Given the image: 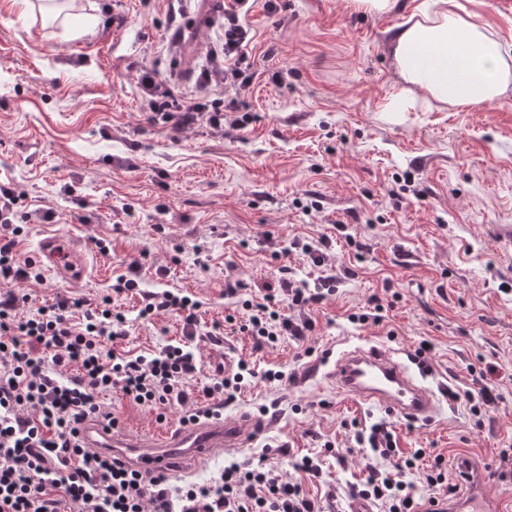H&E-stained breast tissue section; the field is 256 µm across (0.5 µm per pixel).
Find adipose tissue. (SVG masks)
Here are the masks:
<instances>
[{"instance_id":"obj_1","label":"adipose tissue","mask_w":512,"mask_h":512,"mask_svg":"<svg viewBox=\"0 0 512 512\" xmlns=\"http://www.w3.org/2000/svg\"><path fill=\"white\" fill-rule=\"evenodd\" d=\"M391 51L400 83L393 112L419 99L485 105L512 87V55L480 14L459 11L456 0L417 6L393 33Z\"/></svg>"}]
</instances>
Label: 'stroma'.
Instances as JSON below:
<instances>
[{
	"label": "stroma",
	"instance_id": "stroma-1",
	"mask_svg": "<svg viewBox=\"0 0 512 512\" xmlns=\"http://www.w3.org/2000/svg\"><path fill=\"white\" fill-rule=\"evenodd\" d=\"M416 2L372 15L348 0H288L271 15L256 0L244 23L257 77L244 97L224 93L250 124L175 137L148 121L137 72L148 66L167 79L173 57L184 70L203 62L223 33L206 23L210 0H77L71 17L53 23L18 0H0V182L21 193L22 211L56 214L50 225H29L18 251L34 257L47 229L75 233L86 240L89 264L79 282L46 271L21 285L27 308L59 292L97 300L133 263L142 288L192 296L202 325L224 336L220 345L194 340V385L204 386L218 365L244 361L257 376L225 414L274 409L237 458H263L317 497L335 489L338 512H349L347 488L372 458L348 425L385 417L337 392L331 355L368 341L408 352L430 341L436 385L462 387L471 369L496 368L501 400L482 426L463 401L443 403L428 424L385 420L403 454L427 451L406 476L416 494H444L464 459L495 473L488 494L512 497L501 457L512 448V91L475 108L386 111L398 91L388 40ZM176 28L188 34L180 53L169 43ZM278 69L288 72L280 86L265 76ZM313 200L318 210L306 212ZM324 235L332 240L327 262L343 279L311 308L313 335L255 350L225 323L246 316L225 300V274L249 286L284 272L315 284L321 268L287 247ZM374 294L385 305L382 323L349 322ZM139 301L114 299L129 325L116 352L146 355L183 341L178 316L141 319ZM269 369L295 379L267 382ZM102 402L132 434L180 422L178 411L138 406L118 391ZM327 440L345 463L325 458L316 480L293 469L292 460ZM439 455L445 482L433 489L425 476Z\"/></svg>",
	"mask_w": 512,
	"mask_h": 512
}]
</instances>
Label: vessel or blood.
<instances>
[{
	"label": "vessel or blood",
	"mask_w": 512,
	"mask_h": 512,
	"mask_svg": "<svg viewBox=\"0 0 512 512\" xmlns=\"http://www.w3.org/2000/svg\"><path fill=\"white\" fill-rule=\"evenodd\" d=\"M81 248L79 238L49 234L40 241L38 257L60 276L80 280L87 273ZM333 376L340 392L354 401L376 405L388 416L427 422L438 413L437 395L423 383L422 372L407 363L403 351L369 343L350 347L338 354ZM264 427V422L246 415L228 419L218 412L147 436H133L119 426L95 422L84 425L82 440L86 447L117 455L144 473L174 467L186 473L196 463L247 446ZM463 478L458 502L427 498L419 512H512L511 498L487 494L488 476L482 469L465 465Z\"/></svg>",
	"instance_id": "1"
}]
</instances>
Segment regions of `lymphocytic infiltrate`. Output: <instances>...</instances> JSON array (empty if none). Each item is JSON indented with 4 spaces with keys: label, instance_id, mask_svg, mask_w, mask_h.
<instances>
[{
    "label": "lymphocytic infiltrate",
    "instance_id": "1",
    "mask_svg": "<svg viewBox=\"0 0 512 512\" xmlns=\"http://www.w3.org/2000/svg\"><path fill=\"white\" fill-rule=\"evenodd\" d=\"M249 0H229L224 7V42L210 48L207 64L197 77L201 87L224 86L249 92L256 73L248 65L252 41L241 16ZM151 122L172 135L206 126L224 129V101L176 93L167 81L146 71L139 78ZM15 188L0 183V512H323L318 498L288 482L276 471L251 460L225 463L220 476L208 484L176 483L169 474L146 475L104 451L85 448L79 438L90 420H111L100 394L117 390L141 406H163L181 411L182 422L201 417L191 382L198 371L194 352L169 345L157 353L135 357L112 349L113 341L128 334L126 317L114 296L139 293L140 314H178L188 340L204 336L219 342L216 331H203L198 301L168 290L146 292L139 285L137 267L119 276L111 294L91 302L65 294L52 303L19 316L26 296L15 284L40 281L30 260H20L17 247L24 234L19 224ZM329 273L318 285L282 277L263 283L250 299L233 275L224 277V296L238 299L248 316L240 324L256 348L275 345L280 337L305 341L315 329L311 306L336 290ZM76 366L66 378L61 368ZM450 402L470 401L473 416L497 404L499 394L487 371H479L465 390L448 389ZM359 447L375 457L367 475L351 485L352 500L377 502L385 512H416L419 502L407 470L416 457L399 458L396 441L386 424L355 429Z\"/></svg>",
    "mask_w": 512,
    "mask_h": 512
}]
</instances>
